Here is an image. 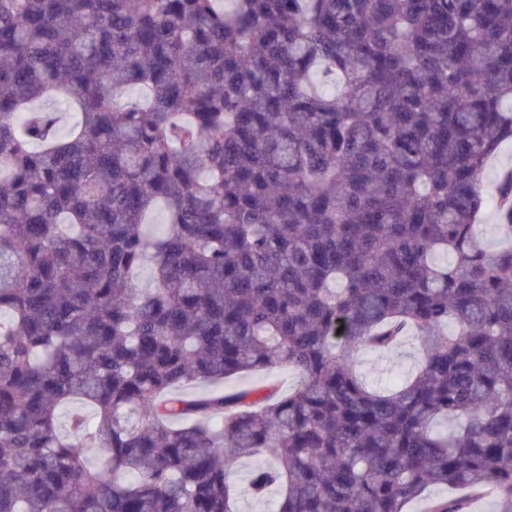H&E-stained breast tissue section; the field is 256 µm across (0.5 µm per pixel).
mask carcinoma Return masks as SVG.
I'll return each instance as SVG.
<instances>
[{"instance_id": "1", "label": "carcinoma", "mask_w": 512, "mask_h": 512, "mask_svg": "<svg viewBox=\"0 0 512 512\" xmlns=\"http://www.w3.org/2000/svg\"><path fill=\"white\" fill-rule=\"evenodd\" d=\"M508 141L512 0H0V512H512ZM421 364V351L414 337L410 336L398 348L388 351H366L361 356L359 369L369 385H376L388 373L408 375ZM296 375L286 369H277L274 372L257 371L238 378L231 379L225 383V389H248L256 387L262 383L275 382L283 391H288L296 382Z\"/></svg>"}]
</instances>
